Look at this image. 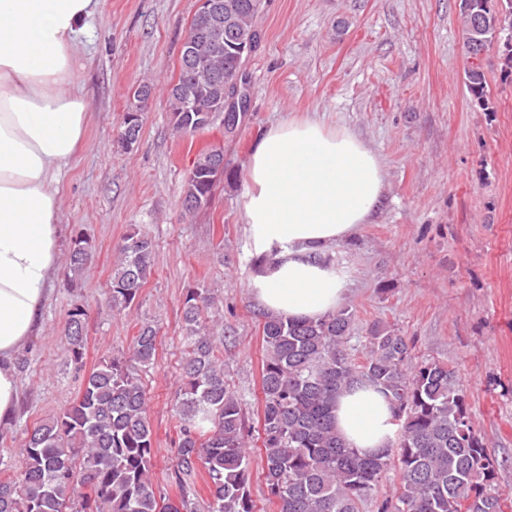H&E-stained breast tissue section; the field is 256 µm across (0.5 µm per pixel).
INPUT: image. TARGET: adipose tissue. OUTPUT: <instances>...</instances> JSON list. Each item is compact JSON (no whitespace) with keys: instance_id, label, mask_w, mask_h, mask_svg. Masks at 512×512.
I'll return each mask as SVG.
<instances>
[{"instance_id":"1","label":"adipose tissue","mask_w":512,"mask_h":512,"mask_svg":"<svg viewBox=\"0 0 512 512\" xmlns=\"http://www.w3.org/2000/svg\"><path fill=\"white\" fill-rule=\"evenodd\" d=\"M101 0H0V431L18 412L15 359L36 336L51 293L62 223L57 177L76 153L89 103L77 49ZM385 173L377 154L346 130L312 119L271 126L246 165L244 222L257 254L252 276L266 313L318 319L343 302L347 282L328 249L369 223ZM335 421L363 453L391 446L387 397L361 384L340 393Z\"/></svg>"}]
</instances>
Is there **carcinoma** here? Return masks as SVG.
I'll use <instances>...</instances> for the list:
<instances>
[{"label": "carcinoma", "mask_w": 512, "mask_h": 512, "mask_svg": "<svg viewBox=\"0 0 512 512\" xmlns=\"http://www.w3.org/2000/svg\"><path fill=\"white\" fill-rule=\"evenodd\" d=\"M219 2L223 41L198 42L195 66L179 68L177 82L189 97L167 89L171 124L185 135L197 132V120L224 108L242 83L245 73L229 42L257 43L262 0ZM459 8L467 52L483 53L512 36V0L496 9L485 8L484 0H460ZM464 83L472 100L490 109L480 66L465 71ZM208 154L224 158L223 145L199 153L188 170L182 191L194 202L188 214L207 207L217 187L205 181ZM91 253V241L77 233L69 250L73 276H80ZM155 257L150 238L126 234L108 291L112 310L133 306ZM214 305L208 288L184 293L178 502H163L152 478L153 432L140 373L154 364L157 329L145 323L128 354L102 357L69 406L25 433L17 474L0 479V512H196L191 480L199 468L210 488L209 512H255L244 401L224 381V362L216 356L224 336L208 323ZM261 317V470L280 512H362L391 470L399 473L401 491L379 512H503L496 489L501 462L475 429L454 369L415 361L405 337L379 322L364 337V360L356 361L348 352L352 315L346 309L317 320ZM86 335L87 313L75 306L65 336L78 366ZM363 383L380 389L394 408L396 439L380 453L348 447L334 426L336 395Z\"/></svg>", "instance_id": "cac0c4a2"}]
</instances>
